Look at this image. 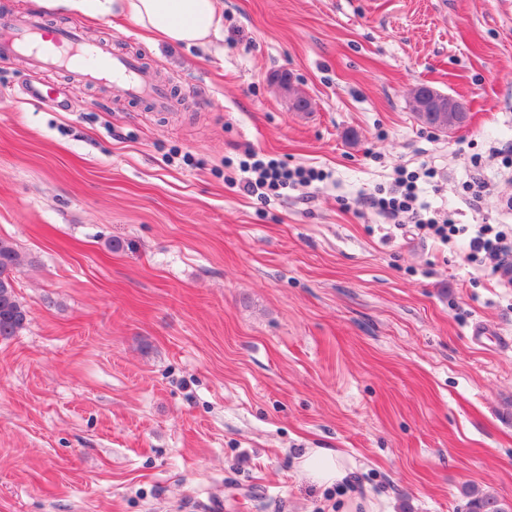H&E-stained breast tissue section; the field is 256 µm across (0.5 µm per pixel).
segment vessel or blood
<instances>
[{
    "mask_svg": "<svg viewBox=\"0 0 512 512\" xmlns=\"http://www.w3.org/2000/svg\"><path fill=\"white\" fill-rule=\"evenodd\" d=\"M17 57L25 58L33 70L66 74L68 85L76 89L109 84L127 99L159 112L175 104L168 86L155 81L138 56L118 54L111 44L91 41L79 28L49 26L35 11L0 21V60Z\"/></svg>",
    "mask_w": 512,
    "mask_h": 512,
    "instance_id": "1",
    "label": "vessel or blood"
}]
</instances>
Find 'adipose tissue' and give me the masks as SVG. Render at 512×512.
Returning a JSON list of instances; mask_svg holds the SVG:
<instances>
[{"label": "adipose tissue", "mask_w": 512, "mask_h": 512, "mask_svg": "<svg viewBox=\"0 0 512 512\" xmlns=\"http://www.w3.org/2000/svg\"><path fill=\"white\" fill-rule=\"evenodd\" d=\"M60 13L97 20L121 18L149 36L171 45L204 46L224 24L223 0H38ZM305 475L318 484L343 480L341 457L328 448H313L299 459Z\"/></svg>", "instance_id": "ef3b65f1"}]
</instances>
